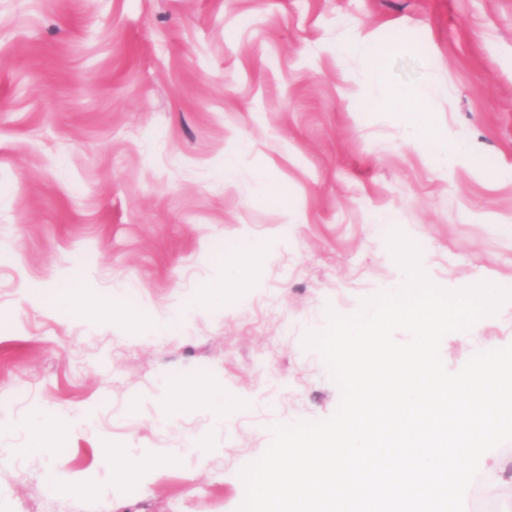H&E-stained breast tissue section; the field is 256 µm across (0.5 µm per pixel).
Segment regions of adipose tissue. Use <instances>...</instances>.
<instances>
[{"label": "adipose tissue", "mask_w": 512, "mask_h": 512, "mask_svg": "<svg viewBox=\"0 0 512 512\" xmlns=\"http://www.w3.org/2000/svg\"><path fill=\"white\" fill-rule=\"evenodd\" d=\"M359 55L364 64V70L369 81L370 92L366 95L364 105L371 112H392L411 117L412 129L417 140L440 155L446 166L455 163L467 153V148L460 141L448 138L441 132L431 110V97L428 86L415 88H387L380 78L379 62L382 56L381 48L363 36L360 32L350 29L345 31L336 42L337 57L347 54ZM264 254V243L253 238H243L239 247L224 256V265L233 272L230 281H216L202 287L198 297L191 303L177 304L166 313L158 315L153 320L150 329L153 335L162 337L179 331L189 318L210 306L211 295H219L223 299L243 300L249 297L255 284L249 265L250 259ZM82 272L72 271L50 282L33 285L32 294H54L60 297L70 310L87 314L88 326H95V317L89 316V309L107 310L112 320L127 321L129 310L120 307L119 292H102L84 287ZM182 405L206 407L212 412L217 423H227L234 414L233 404L224 396V386L220 380L209 378L204 390L186 386L178 391ZM52 415L41 410L29 418L19 421L11 418H0V432H21L27 437V448L44 454L54 453L55 448L47 441V429ZM151 457L137 448L123 446L108 447L101 459V468L105 474L104 480L98 487L107 492L112 488V473L124 476H144L149 474Z\"/></svg>", "instance_id": "ef3b65f1"}]
</instances>
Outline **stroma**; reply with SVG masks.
<instances>
[{
    "label": "stroma",
    "mask_w": 512,
    "mask_h": 512,
    "mask_svg": "<svg viewBox=\"0 0 512 512\" xmlns=\"http://www.w3.org/2000/svg\"><path fill=\"white\" fill-rule=\"evenodd\" d=\"M353 27L387 47L388 86L432 85L442 130L468 147L454 169L407 122L364 111L362 60L333 52ZM389 213L435 285H512V0H0V416L84 411L99 430L55 428L52 457L0 433V512H239L267 429L336 411L304 338L392 276L375 221ZM246 235L268 245L256 293L171 336L92 329L27 294L77 269L146 319L193 300ZM502 309L444 336L449 372L512 345V300ZM207 375L233 420L199 406L157 426L159 383ZM199 438L212 454L195 470L176 452ZM110 443L164 456L108 494L45 491L53 472L99 476Z\"/></svg>",
    "instance_id": "obj_1"
}]
</instances>
